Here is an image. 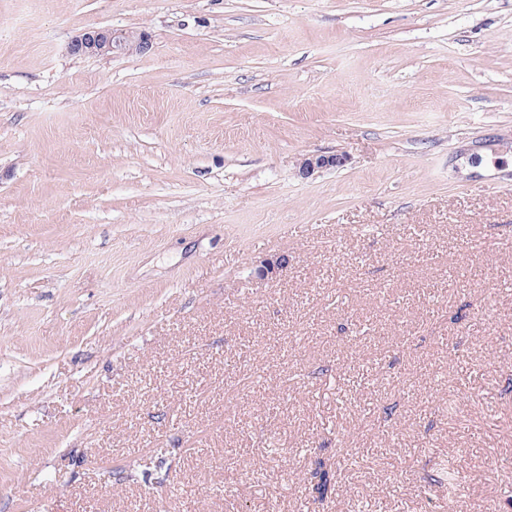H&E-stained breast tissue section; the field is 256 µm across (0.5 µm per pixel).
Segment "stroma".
<instances>
[{"label":"stroma","mask_w":512,"mask_h":512,"mask_svg":"<svg viewBox=\"0 0 512 512\" xmlns=\"http://www.w3.org/2000/svg\"><path fill=\"white\" fill-rule=\"evenodd\" d=\"M0 512H512V0H0ZM150 47L148 36L134 31H114L110 27L93 28L76 37L69 45L72 55L107 54L114 51L144 52ZM347 161L343 155H312L305 157L299 164V175L307 178L313 175V173L322 168L327 167H339L343 166ZM287 267V256L281 255L274 258H266L255 266L254 274L262 280H273L281 276Z\"/></svg>","instance_id":"obj_1"}]
</instances>
